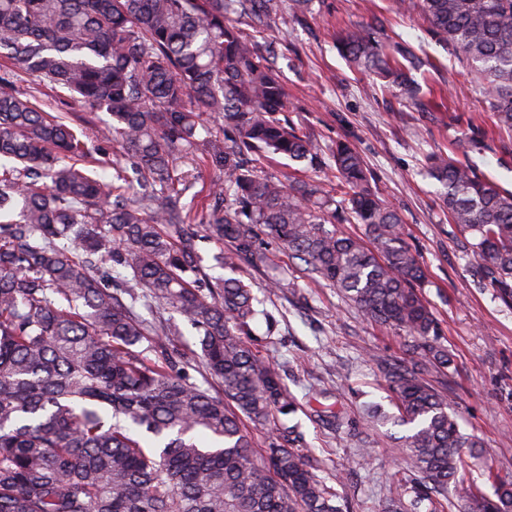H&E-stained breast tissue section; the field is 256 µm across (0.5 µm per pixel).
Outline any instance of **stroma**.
<instances>
[{"label":"stroma","mask_w":512,"mask_h":512,"mask_svg":"<svg viewBox=\"0 0 512 512\" xmlns=\"http://www.w3.org/2000/svg\"><path fill=\"white\" fill-rule=\"evenodd\" d=\"M376 16L389 33L412 46L430 41L422 18L395 13L389 0H316L313 15L283 36L276 66L295 124L322 147L339 138L353 143L382 198L403 216L405 238L423 264V295L451 359L446 373L430 372L429 380L447 386L463 431L482 442L467 456L459 477L490 496L493 478L512 480V305L483 286L459 229L439 207V184L424 169L426 154L466 134L484 105L477 89L466 83L467 66L459 57H448L431 75L445 91L437 122L408 111L371 77L352 72L334 42L345 29ZM17 86L67 113L86 133H94L103 118L87 106L63 102L33 76L19 74ZM472 157L482 174L512 190V133L486 139ZM277 260L288 270V286L273 294L265 293L261 271H243L276 319L271 327L258 322L249 343L279 368L296 397L298 410L286 422L298 425L314 448L320 476L338 487L349 512H382L407 478L396 452L404 428L379 429L362 447L345 433L324 429L313 404L337 405L353 420L365 404L388 405L377 360L403 356L405 341L370 321L336 289L308 276L299 260L282 252Z\"/></svg>","instance_id":"1"}]
</instances>
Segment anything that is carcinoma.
Wrapping results in <instances>:
<instances>
[{
	"label": "carcinoma",
	"instance_id": "obj_1",
	"mask_svg": "<svg viewBox=\"0 0 512 512\" xmlns=\"http://www.w3.org/2000/svg\"><path fill=\"white\" fill-rule=\"evenodd\" d=\"M315 0H0V512H347L296 427L279 423L259 452L243 419L297 411L278 372L244 340L258 317L244 265L281 248L370 319L407 338L408 357L377 365L398 413L372 406L329 428L363 441L407 427L409 479L389 512L448 501L466 449L448 391L425 377L449 366L423 298L424 271L401 214L384 203L345 140L318 149L288 122V92L271 33ZM416 14L448 54L466 60L496 126L512 132V0H391ZM252 28L248 33L241 25ZM337 48L416 112L437 103L423 64L380 25L345 31ZM32 74L72 103L105 112L93 142L17 88ZM221 124L200 137L204 120ZM479 127L452 153L426 158L440 206L468 241L487 285L512 302V192L471 159ZM115 148L99 174L89 158ZM201 150L215 173L207 223L195 177L174 158ZM286 157L322 179L264 168ZM360 224L370 239L337 232ZM216 265L203 271L201 244ZM155 301L196 330L213 394L179 367L177 323L135 311ZM461 512H512V481L494 497L458 491Z\"/></svg>",
	"mask_w": 512,
	"mask_h": 512
}]
</instances>
